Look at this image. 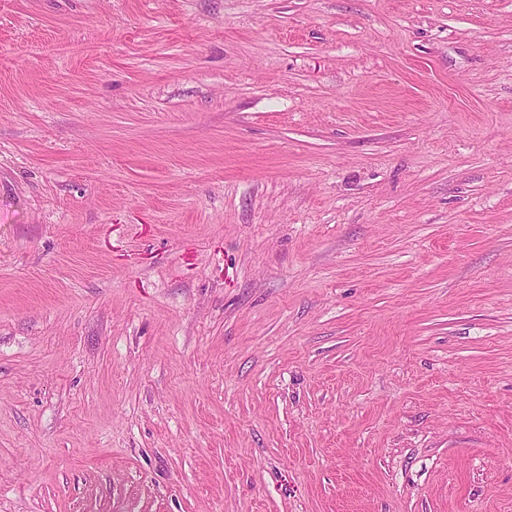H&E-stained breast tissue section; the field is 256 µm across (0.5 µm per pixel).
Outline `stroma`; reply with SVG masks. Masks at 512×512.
I'll return each instance as SVG.
<instances>
[{
    "label": "stroma",
    "instance_id": "35a3bbf8",
    "mask_svg": "<svg viewBox=\"0 0 512 512\" xmlns=\"http://www.w3.org/2000/svg\"><path fill=\"white\" fill-rule=\"evenodd\" d=\"M0 512H512V0H0Z\"/></svg>",
    "mask_w": 512,
    "mask_h": 512
}]
</instances>
